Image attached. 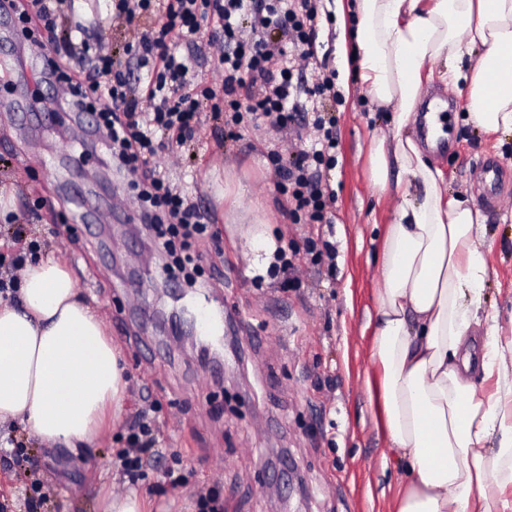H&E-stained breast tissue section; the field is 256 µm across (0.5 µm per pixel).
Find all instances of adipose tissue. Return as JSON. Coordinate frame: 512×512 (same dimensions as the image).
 <instances>
[{"label": "adipose tissue", "mask_w": 512, "mask_h": 512, "mask_svg": "<svg viewBox=\"0 0 512 512\" xmlns=\"http://www.w3.org/2000/svg\"><path fill=\"white\" fill-rule=\"evenodd\" d=\"M353 19L360 89L391 109L392 144L371 154L375 188L399 202L382 243L380 326L387 435L407 483L397 512H512L500 470L512 457V347L474 298L485 263L481 215L446 197L444 172L427 162L411 124L423 82L469 89L468 117L512 129V0H337ZM470 32L468 42L457 38ZM407 178L394 189L393 177ZM15 302L0 300V425L51 448L90 445L120 415L127 382L97 311L61 257L27 263ZM484 324L483 338L470 336ZM495 379L478 392L471 375Z\"/></svg>", "instance_id": "ef3b65f1"}]
</instances>
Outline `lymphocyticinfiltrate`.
I'll use <instances>...</instances> for the list:
<instances>
[{
    "instance_id": "lymphocytic-infiltrate-1",
    "label": "lymphocytic infiltrate",
    "mask_w": 512,
    "mask_h": 512,
    "mask_svg": "<svg viewBox=\"0 0 512 512\" xmlns=\"http://www.w3.org/2000/svg\"><path fill=\"white\" fill-rule=\"evenodd\" d=\"M65 0H0L1 11H13L21 22L37 17L31 38L38 51L54 56L51 75L58 98L72 110L97 114L117 168L127 176L129 199L172 264L189 285L201 276L202 242L215 239L209 218L166 178L157 157L164 137L177 143L194 139L202 108L223 114L226 139L243 113L267 119L278 131L295 124L307 101L333 98L331 78L298 81L314 57L318 37L317 0H112V16L135 29L126 58L115 57L98 34L87 27H62ZM211 30L209 43L216 60L214 79L197 78L190 57L178 54L174 42L191 40L201 25ZM145 71V80L134 74ZM311 144L288 141L267 153L279 187L288 189L293 223H330L332 193L322 184L336 146L335 119L318 113ZM57 228L46 236L28 238L24 226L14 237L20 249L0 254V298L16 288L28 257L49 249ZM163 435L147 411L128 424L123 448L113 462L117 470L135 476L156 455Z\"/></svg>"
}]
</instances>
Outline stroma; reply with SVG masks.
<instances>
[{
	"mask_svg": "<svg viewBox=\"0 0 512 512\" xmlns=\"http://www.w3.org/2000/svg\"><path fill=\"white\" fill-rule=\"evenodd\" d=\"M108 0H75L73 17L102 21V34L121 51L133 34L112 21ZM321 45L306 80L332 76L337 100L322 101L336 118V148L323 181L334 195L332 223L294 224L288 199L275 186L266 158L280 132L244 120L238 140L225 141L224 119L206 111L193 141L170 143L180 168L167 176L208 215L219 241L203 245V276L211 289L188 287L165 272L167 262L143 225L108 216L125 204L127 181L112 168L77 113L53 124L29 112L15 84L55 94L41 80V56L18 31V18L0 13V193L12 196L10 218L0 217V252L17 250L16 225L33 233L57 226L49 249L71 265L78 287L105 324L124 358L128 387L123 412L92 446L71 453L47 448L23 429L28 461L0 460V491L9 512L32 475L55 489L45 512H98L104 495L137 488L153 512H195L198 493H212L224 512H393L403 491L402 468L385 435L380 366L373 358L378 326L376 296L383 286L381 247L395 199L378 194L369 173L373 142L391 139L387 112L357 88L354 63H340L334 0L320 2ZM445 104L448 137L427 155L445 172L443 189L462 195L483 217L480 250L486 263L477 304L497 316L502 341L512 340V132L476 128L467 118L466 90L425 83L408 132L424 140L432 100ZM503 167L498 201L480 202L481 163ZM91 202L88 220L68 226L61 211L77 198ZM42 207H34V199ZM267 226L299 279L282 287L274 254L258 259L246 235ZM326 242L334 260L313 261L308 240ZM223 301L239 351L204 348L195 325L180 321L182 308ZM156 399L165 455H178L183 479L165 495L153 487L162 471L146 468L129 483L112 457L135 414Z\"/></svg>",
	"mask_w": 512,
	"mask_h": 512,
	"instance_id": "stroma-1",
	"label": "stroma"
}]
</instances>
